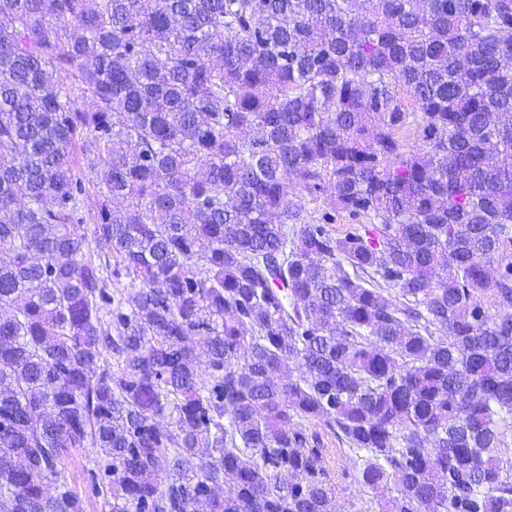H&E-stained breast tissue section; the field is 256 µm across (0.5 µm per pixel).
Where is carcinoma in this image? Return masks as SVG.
I'll return each mask as SVG.
<instances>
[{"label": "carcinoma", "mask_w": 512, "mask_h": 512, "mask_svg": "<svg viewBox=\"0 0 512 512\" xmlns=\"http://www.w3.org/2000/svg\"><path fill=\"white\" fill-rule=\"evenodd\" d=\"M509 244L512 0H0V512H512ZM316 438L315 448H322L326 468L336 487V512H378L372 495L360 483L359 473L346 458L347 447L318 421L305 423ZM95 455V449L90 446L73 450L61 459L58 470L69 486L85 498L87 512H108L104 511L102 498L92 495L89 488L88 470L93 467Z\"/></svg>", "instance_id": "carcinoma-1"}]
</instances>
